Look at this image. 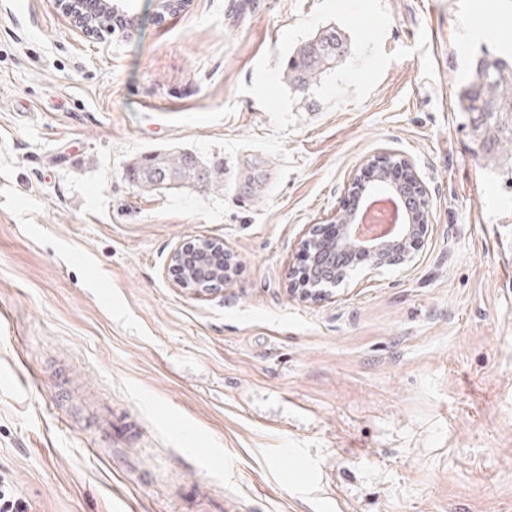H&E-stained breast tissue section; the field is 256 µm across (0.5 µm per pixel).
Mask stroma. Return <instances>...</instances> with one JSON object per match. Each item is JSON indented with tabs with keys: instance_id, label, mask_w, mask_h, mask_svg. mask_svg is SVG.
Returning a JSON list of instances; mask_svg holds the SVG:
<instances>
[{
	"instance_id": "1",
	"label": "stroma",
	"mask_w": 512,
	"mask_h": 512,
	"mask_svg": "<svg viewBox=\"0 0 512 512\" xmlns=\"http://www.w3.org/2000/svg\"><path fill=\"white\" fill-rule=\"evenodd\" d=\"M85 37L55 0H0V472L33 512H512V183L457 90L512 54V0H385L392 62L360 103L311 92L282 158L224 190L142 194L160 143L272 132L254 65L320 0H126ZM424 49H417V42ZM388 150L429 189L410 266L290 291L299 242ZM223 241L221 291L170 254ZM194 251L219 255L220 259L216 260L214 258V262H219L222 265V270L219 272L221 277L215 281L213 276L204 274L200 281L195 280L193 277L189 279L184 272V266L187 264L190 256H192V260L194 259ZM170 261L178 285L182 288H191L195 293H208L219 290L223 287L224 281L229 278L232 270L231 258H228V255L224 253V244L211 238L196 239L194 242L190 241L177 246L171 253Z\"/></svg>"
}]
</instances>
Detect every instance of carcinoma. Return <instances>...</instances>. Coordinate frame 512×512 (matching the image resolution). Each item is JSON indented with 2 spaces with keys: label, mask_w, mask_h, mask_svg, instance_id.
<instances>
[{
  "label": "carcinoma",
  "mask_w": 512,
  "mask_h": 512,
  "mask_svg": "<svg viewBox=\"0 0 512 512\" xmlns=\"http://www.w3.org/2000/svg\"><path fill=\"white\" fill-rule=\"evenodd\" d=\"M348 53L346 39L334 30H322L288 56L283 79L298 90H308ZM457 107L461 112L476 113L475 130L482 146L496 143L506 152L511 150L512 59L483 51V57L459 88ZM127 174L144 193L178 188H201L206 192L224 189L223 161L205 159L187 149L153 152L134 163Z\"/></svg>",
  "instance_id": "carcinoma-1"
}]
</instances>
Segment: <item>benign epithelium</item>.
I'll return each mask as SVG.
<instances>
[{
    "label": "benign epithelium",
    "mask_w": 512,
    "mask_h": 512,
    "mask_svg": "<svg viewBox=\"0 0 512 512\" xmlns=\"http://www.w3.org/2000/svg\"><path fill=\"white\" fill-rule=\"evenodd\" d=\"M56 2L59 9L73 19L83 35H96L89 22L92 13L81 0ZM185 4L186 0H155L157 20L164 21L167 16L180 11ZM381 184L392 189L406 212L407 221L403 224L399 238L394 241H364L360 238L361 221L356 212L348 210L337 214L336 223L331 225L335 230L333 243L345 255V260L333 266L330 276L324 279L318 276L317 268L325 263V258L309 259L307 249L312 237L308 235L302 239L306 265L295 282L301 300L315 302L324 298L332 290L343 286L358 268L372 272L414 261L428 231L427 186L408 160L398 159L388 151L367 160L362 174L353 178L349 184V191L360 198ZM170 261L178 285L197 293L219 290L232 270L231 259L224 253V244L211 238L177 246L171 253Z\"/></svg>",
    "instance_id": "1"
}]
</instances>
